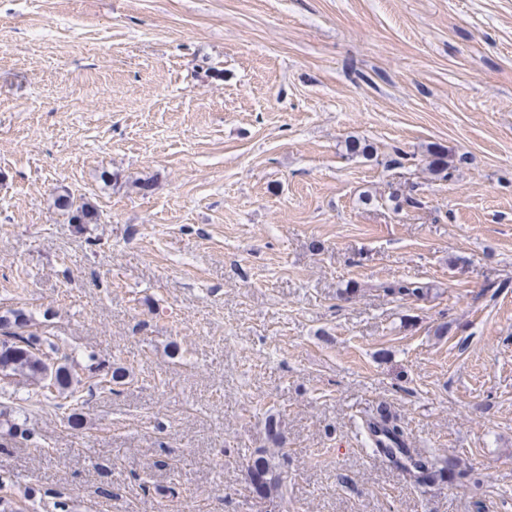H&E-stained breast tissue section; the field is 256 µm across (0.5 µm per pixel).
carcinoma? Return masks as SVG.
Wrapping results in <instances>:
<instances>
[{
	"instance_id": "cac0c4a2",
	"label": "carcinoma",
	"mask_w": 512,
	"mask_h": 512,
	"mask_svg": "<svg viewBox=\"0 0 512 512\" xmlns=\"http://www.w3.org/2000/svg\"><path fill=\"white\" fill-rule=\"evenodd\" d=\"M431 160L428 163L432 175L446 179L451 176V167L445 155L438 148L427 149ZM57 205L71 212L74 224H95L98 212L88 202L75 204L68 195H60ZM387 292L402 299H420L429 293V288L417 282H400ZM27 320L23 313H13V318L0 317V391L5 393L12 384V378L22 376L34 384L42 383L47 392L73 396L75 385L80 383L77 376L65 364H55L59 350L48 339L22 331ZM365 447L386 458L404 471L418 485L434 484L445 479V473L453 468H436L426 458L412 454L408 448L404 431L387 423L385 418L369 417L362 425ZM246 472L253 492L261 499L278 496L283 486L280 464L275 457L261 451L251 455L246 462Z\"/></svg>"
}]
</instances>
